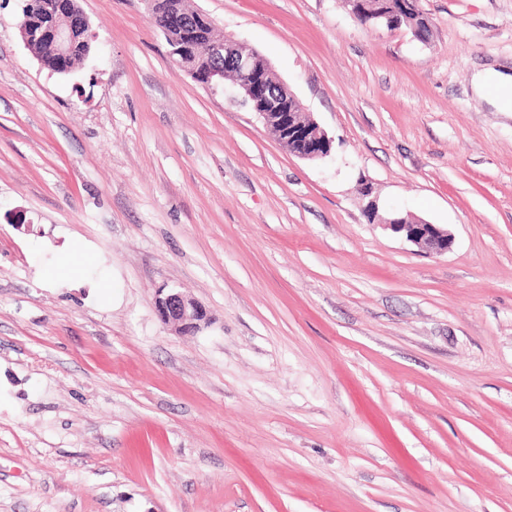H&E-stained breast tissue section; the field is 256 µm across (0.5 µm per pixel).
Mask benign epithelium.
<instances>
[{
	"mask_svg": "<svg viewBox=\"0 0 512 512\" xmlns=\"http://www.w3.org/2000/svg\"><path fill=\"white\" fill-rule=\"evenodd\" d=\"M421 10L418 0H401V9L394 12L377 11L372 15L375 23L399 29L409 15H418ZM24 44L32 40H44L54 44L65 52L76 36L83 41L93 39L91 24L85 13L76 14L63 5V0H50L45 4V12L30 20L28 26L20 27ZM224 56L232 61L240 73L235 83L241 103L258 114L264 126L277 124L279 134L288 141L299 134L300 130L311 128L315 133L318 149L300 154V158L317 160L331 154L333 140L320 129L312 114L306 108L299 112L288 111V99L296 98L287 84H280L281 92L274 96L267 86V72L256 66L255 51L244 52L240 44L228 37L222 41L204 43L193 50V55L182 58L183 69L189 75L196 73L195 63L200 57ZM383 225L395 234L405 237L414 245L430 254L442 255L452 247L453 237L448 229L440 224H431L417 219L411 222L392 216L383 221ZM155 309L160 320L170 324L181 334H190L198 330L208 320L206 309L198 302L188 298L176 288H160L155 297Z\"/></svg>",
	"mask_w": 512,
	"mask_h": 512,
	"instance_id": "7a95c632",
	"label": "benign epithelium"
}]
</instances>
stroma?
Listing matches in <instances>:
<instances>
[{
    "mask_svg": "<svg viewBox=\"0 0 512 512\" xmlns=\"http://www.w3.org/2000/svg\"><path fill=\"white\" fill-rule=\"evenodd\" d=\"M187 4L332 151L175 66L144 0H80L66 76L0 8V512H512V112L472 86L512 68V0H419L426 42L342 0ZM68 247L81 283L45 279ZM391 215L392 217L385 219L382 224L428 253L442 255L452 247V234L441 224H431L421 219L408 223L406 219L396 217V212ZM155 309L164 324L173 325L181 334L195 332L208 320L201 304L175 288H158Z\"/></svg>",
    "mask_w": 512,
    "mask_h": 512,
    "instance_id": "obj_1",
    "label": "stroma"
}]
</instances>
